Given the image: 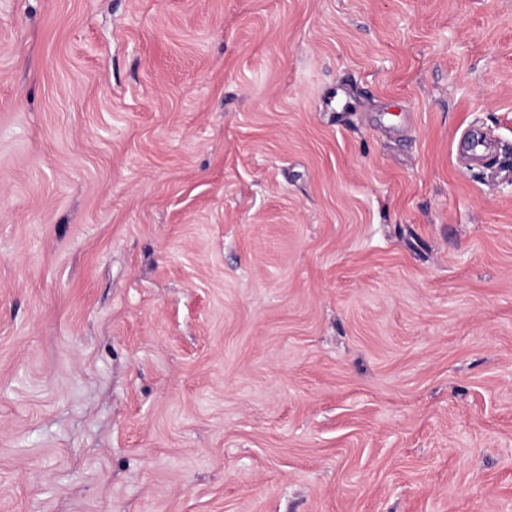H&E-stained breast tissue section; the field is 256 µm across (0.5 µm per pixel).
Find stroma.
I'll list each match as a JSON object with an SVG mask.
<instances>
[{
	"mask_svg": "<svg viewBox=\"0 0 512 512\" xmlns=\"http://www.w3.org/2000/svg\"><path fill=\"white\" fill-rule=\"evenodd\" d=\"M0 512H512V0H0Z\"/></svg>",
	"mask_w": 512,
	"mask_h": 512,
	"instance_id": "35a3bbf8",
	"label": "stroma"
}]
</instances>
